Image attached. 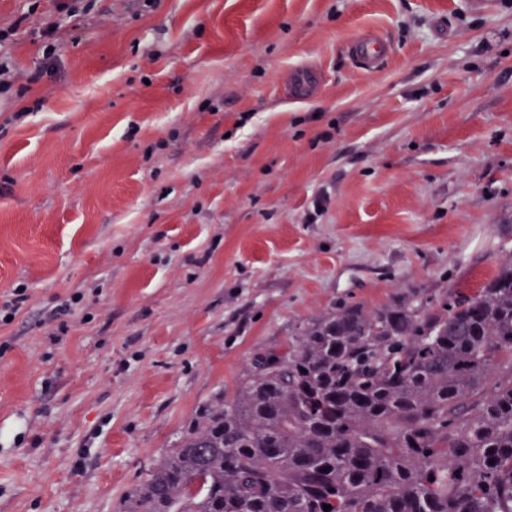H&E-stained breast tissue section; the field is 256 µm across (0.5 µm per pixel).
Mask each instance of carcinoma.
Segmentation results:
<instances>
[{
  "instance_id": "1",
  "label": "carcinoma",
  "mask_w": 512,
  "mask_h": 512,
  "mask_svg": "<svg viewBox=\"0 0 512 512\" xmlns=\"http://www.w3.org/2000/svg\"><path fill=\"white\" fill-rule=\"evenodd\" d=\"M512 512V252L470 295L331 308L200 409L121 512Z\"/></svg>"
}]
</instances>
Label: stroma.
I'll list each match as a JSON object with an SVG mask.
<instances>
[{
	"label": "stroma",
	"mask_w": 512,
	"mask_h": 512,
	"mask_svg": "<svg viewBox=\"0 0 512 512\" xmlns=\"http://www.w3.org/2000/svg\"><path fill=\"white\" fill-rule=\"evenodd\" d=\"M0 32V512H119L301 321L512 251V0H0ZM349 56L364 72L376 71L390 54L388 43L380 36L362 33L349 44ZM316 74L307 68L295 70L290 77V89L296 96H305L317 86Z\"/></svg>",
	"instance_id": "1"
}]
</instances>
